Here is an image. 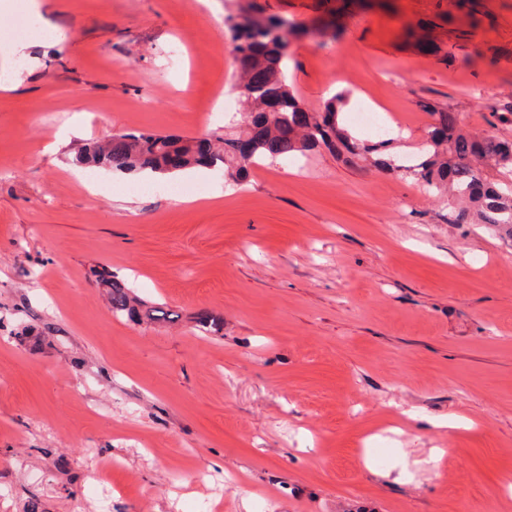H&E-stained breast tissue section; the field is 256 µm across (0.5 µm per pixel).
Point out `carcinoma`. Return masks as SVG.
<instances>
[{
  "label": "carcinoma",
  "instance_id": "1",
  "mask_svg": "<svg viewBox=\"0 0 512 512\" xmlns=\"http://www.w3.org/2000/svg\"><path fill=\"white\" fill-rule=\"evenodd\" d=\"M254 9L250 0H235L224 16L231 43L234 69L245 70L248 82L236 78L232 90L248 112L244 125L233 118L228 127L239 128L223 136H180L158 132H119L102 141H90L74 150L76 166L115 173L145 170L159 174L205 168L220 170L229 179L240 182L252 166L317 149L340 156L348 153L366 156L384 171L398 169L389 151V141L353 135L341 117L340 108L347 95L330 98L319 112L307 111L292 93L286 71L287 50L298 39H322L335 35L337 19L320 22L317 28H302L290 18L266 17L255 21L262 29L261 39L241 32L239 14ZM433 119L429 139L422 147L413 169L427 185L446 188L470 207L454 211L456 224H488L512 230V192L488 180L480 167L492 161L503 169H512V141L493 135L476 138L464 132L457 113L429 105ZM98 284L106 288L112 313L134 323L168 324L180 315L159 303L148 302L109 272L99 274ZM203 336L224 329V317L204 311L196 320Z\"/></svg>",
  "mask_w": 512,
  "mask_h": 512
}]
</instances>
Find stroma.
I'll list each match as a JSON object with an SVG mask.
<instances>
[{"label": "stroma", "instance_id": "obj_1", "mask_svg": "<svg viewBox=\"0 0 512 512\" xmlns=\"http://www.w3.org/2000/svg\"><path fill=\"white\" fill-rule=\"evenodd\" d=\"M27 2L0 7V512H512V238L322 150L92 195L74 145L239 111L227 4L45 0L20 55ZM372 2L289 46L308 111L346 92L402 153L429 103L512 140V0ZM259 3L307 26L342 0ZM103 271L180 321L113 315ZM456 413L476 427L442 428Z\"/></svg>", "mask_w": 512, "mask_h": 512}]
</instances>
